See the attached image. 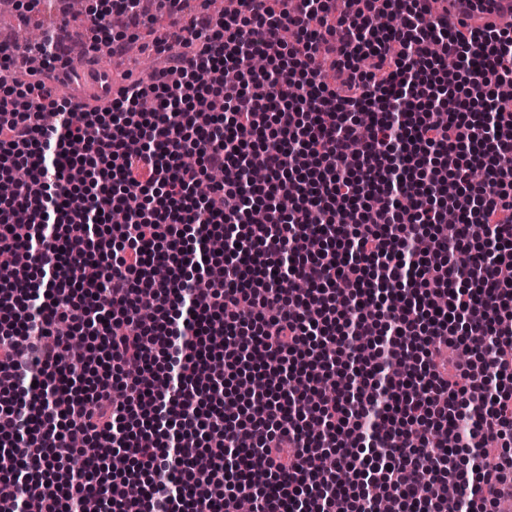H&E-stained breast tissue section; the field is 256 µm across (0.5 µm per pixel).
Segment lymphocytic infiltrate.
<instances>
[{"label": "lymphocytic infiltrate", "mask_w": 512, "mask_h": 512, "mask_svg": "<svg viewBox=\"0 0 512 512\" xmlns=\"http://www.w3.org/2000/svg\"><path fill=\"white\" fill-rule=\"evenodd\" d=\"M157 2L176 30L147 46L180 53L103 107L54 94L60 34L28 82L0 43V512H231L245 493L254 512H442L449 482L461 512H495L512 482V30L449 32L438 0L188 19ZM141 3L90 13L92 43L125 53L151 24ZM226 231L230 254L207 256ZM231 371L261 383L239 418Z\"/></svg>", "instance_id": "f902f5d3"}]
</instances>
